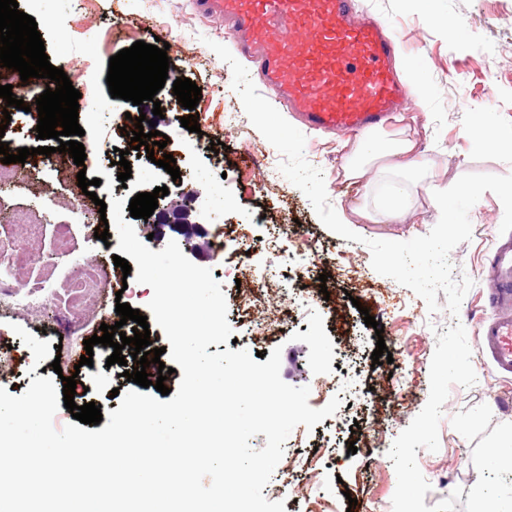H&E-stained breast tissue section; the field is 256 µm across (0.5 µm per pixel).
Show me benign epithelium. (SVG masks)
Here are the masks:
<instances>
[{
	"label": "benign epithelium",
	"instance_id": "obj_1",
	"mask_svg": "<svg viewBox=\"0 0 512 512\" xmlns=\"http://www.w3.org/2000/svg\"><path fill=\"white\" fill-rule=\"evenodd\" d=\"M176 195L175 200L167 196L158 198L160 204L155 212L153 224L150 225L154 233L153 240L157 244L161 243L165 237L164 229L167 228L182 237L185 252L196 255L205 249L200 240L206 238L207 231L203 225L191 221L193 207L190 202V188H180Z\"/></svg>",
	"mask_w": 512,
	"mask_h": 512
}]
</instances>
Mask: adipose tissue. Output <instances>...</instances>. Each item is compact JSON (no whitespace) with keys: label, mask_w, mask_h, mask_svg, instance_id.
Returning a JSON list of instances; mask_svg holds the SVG:
<instances>
[{"label":"adipose tissue","mask_w":512,"mask_h":512,"mask_svg":"<svg viewBox=\"0 0 512 512\" xmlns=\"http://www.w3.org/2000/svg\"><path fill=\"white\" fill-rule=\"evenodd\" d=\"M416 141L406 131L376 129L352 145L343 168L344 179L370 188L372 170L403 174L415 162Z\"/></svg>","instance_id":"ef3b65f1"}]
</instances>
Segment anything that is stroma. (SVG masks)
<instances>
[{"instance_id":"obj_1","label":"stroma","mask_w":512,"mask_h":512,"mask_svg":"<svg viewBox=\"0 0 512 512\" xmlns=\"http://www.w3.org/2000/svg\"><path fill=\"white\" fill-rule=\"evenodd\" d=\"M18 3L34 17L50 63L80 91V112L95 99L110 102L112 110L82 124L93 156L85 168L37 154L6 165L0 177V236L14 241L24 257L14 285L44 282L35 306L0 305V354L12 359L11 371L0 372V387L22 395L56 361L102 412L117 410L120 394L130 388L119 367H107V352L95 350L92 365L78 372L57 346L75 323L114 325L117 302L148 315V288L140 284L134 293L119 294L107 287L100 304L83 302L74 309L60 291L92 266L109 275L119 240L95 238L102 224L96 202L126 199L139 189L137 181L121 183L111 164L114 149L126 145L112 115L137 108L111 97L109 59L136 41L161 40L170 45V68L201 90V132L195 137L201 148L180 161V177L203 198L213 182L224 184L228 247L223 255L195 262L218 275L236 346L267 357L281 348V377L292 386H309V406L341 400L335 415L291 432L264 496L283 501L285 512H484L490 504L512 512V470L493 465L494 450L512 448V376L499 373L477 345L483 315L477 298L491 274L493 236L504 216L500 199L490 191L481 196L469 212L471 240L449 255L453 279L465 275L473 281L458 316L443 308L429 313L412 290L378 274L367 246L371 240L427 234L440 217L434 191L450 188L461 176L512 173V0H435L430 15L416 0H358L359 12L387 25L403 49L394 68L407 96L386 127L413 130L433 168L413 180L384 175L365 191L342 176L355 136L306 131L305 157L322 170L336 212L347 214L363 204L377 210L398 187L409 196L405 222H362L354 227L361 236L357 242L328 230L305 194L280 173L281 154L250 123L231 87L230 66L207 46L211 40L231 46L229 34L197 14L189 0ZM437 15L458 24L455 36L434 23ZM482 117L501 135L487 148L478 145ZM218 141L224 147L217 154L209 145ZM81 170L101 184L96 199L73 207L69 199L79 190ZM32 214L46 228L35 252L27 251L25 241V221ZM290 223L294 232L269 246L274 225ZM62 225L68 230L63 253L54 245ZM243 239L252 245L244 260L270 274L267 288L253 295L230 274L242 260L237 249ZM314 248L329 259L323 283L299 259ZM271 301L281 302L284 314L275 331L257 332L254 315ZM368 315L383 324V335L365 325ZM380 338L393 361L376 366L371 354Z\"/></svg>"}]
</instances>
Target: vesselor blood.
<instances>
[{
    "label": "vessel or blood",
    "instance_id": "b4317fda",
    "mask_svg": "<svg viewBox=\"0 0 512 512\" xmlns=\"http://www.w3.org/2000/svg\"><path fill=\"white\" fill-rule=\"evenodd\" d=\"M230 23L263 87L307 128L360 134L394 112L403 90L391 74L397 51L382 28L358 17L355 0H192ZM488 308L478 344L512 374V236L496 239Z\"/></svg>",
    "mask_w": 512,
    "mask_h": 512
}]
</instances>
